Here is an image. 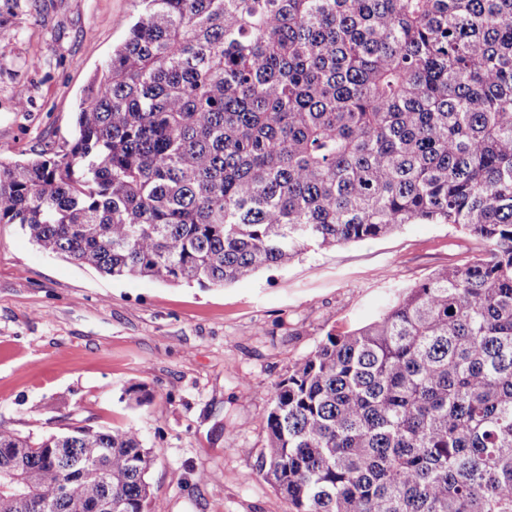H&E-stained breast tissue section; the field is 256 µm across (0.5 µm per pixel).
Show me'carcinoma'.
Masks as SVG:
<instances>
[{"instance_id":"obj_1","label":"carcinoma","mask_w":512,"mask_h":512,"mask_svg":"<svg viewBox=\"0 0 512 512\" xmlns=\"http://www.w3.org/2000/svg\"><path fill=\"white\" fill-rule=\"evenodd\" d=\"M70 146L0 162V224L113 278L223 286L455 224L465 263L270 393L292 512H512V0H141ZM0 426V512H151L139 430Z\"/></svg>"}]
</instances>
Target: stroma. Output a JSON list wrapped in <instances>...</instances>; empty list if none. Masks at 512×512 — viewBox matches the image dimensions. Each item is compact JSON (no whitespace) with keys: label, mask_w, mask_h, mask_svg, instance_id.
Masks as SVG:
<instances>
[{"label":"stroma","mask_w":512,"mask_h":512,"mask_svg":"<svg viewBox=\"0 0 512 512\" xmlns=\"http://www.w3.org/2000/svg\"><path fill=\"white\" fill-rule=\"evenodd\" d=\"M140 11L26 0L0 28V161L72 139L88 84ZM471 245L453 224H406L202 287L109 278L0 224V426L36 437L68 414L132 425L152 450L155 512H290L260 473L273 386L327 333L370 322ZM132 386L150 403L123 401Z\"/></svg>","instance_id":"obj_1"}]
</instances>
